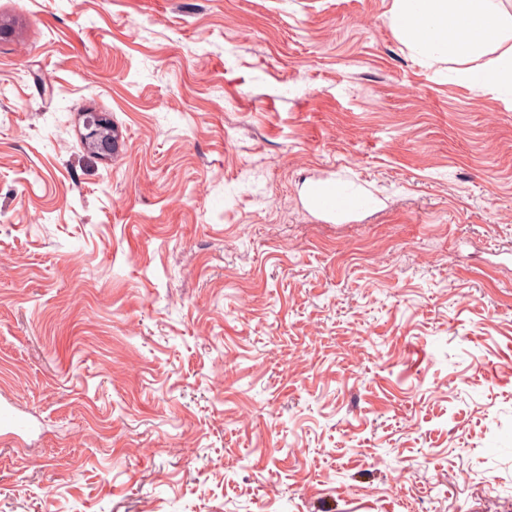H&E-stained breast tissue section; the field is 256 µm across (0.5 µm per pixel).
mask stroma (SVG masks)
<instances>
[{"label": "stroma", "mask_w": 512, "mask_h": 512, "mask_svg": "<svg viewBox=\"0 0 512 512\" xmlns=\"http://www.w3.org/2000/svg\"><path fill=\"white\" fill-rule=\"evenodd\" d=\"M392 5L0 0V512H512V94ZM93 115L95 121L87 124L85 140L90 143V146L99 156H109L112 154L114 146L112 129H110L108 121L103 115L95 112ZM310 206L328 220L336 214H351L363 206L362 201L348 190L332 183H319L311 187L308 194Z\"/></svg>", "instance_id": "35a3bbf8"}]
</instances>
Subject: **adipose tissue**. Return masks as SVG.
I'll use <instances>...</instances> for the list:
<instances>
[{"mask_svg": "<svg viewBox=\"0 0 512 512\" xmlns=\"http://www.w3.org/2000/svg\"><path fill=\"white\" fill-rule=\"evenodd\" d=\"M390 21L398 38L428 62L460 63L462 77L471 82L512 91V47L494 68L469 65L483 47L512 33V14L502 0H394Z\"/></svg>", "mask_w": 512, "mask_h": 512, "instance_id": "obj_1", "label": "adipose tissue"}]
</instances>
